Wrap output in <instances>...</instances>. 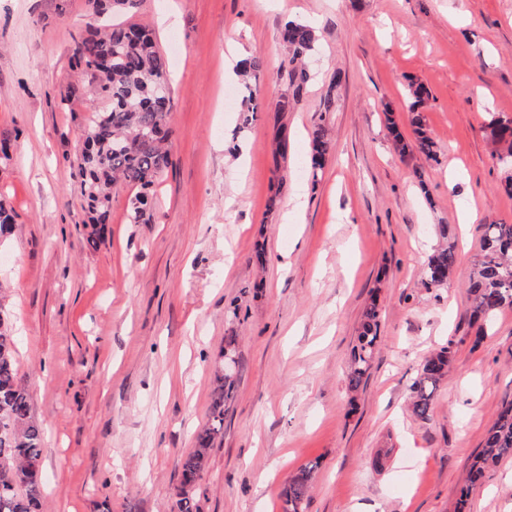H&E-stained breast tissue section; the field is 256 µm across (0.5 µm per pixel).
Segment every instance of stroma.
<instances>
[{
  "label": "stroma",
  "instance_id": "35a3bbf8",
  "mask_svg": "<svg viewBox=\"0 0 512 512\" xmlns=\"http://www.w3.org/2000/svg\"><path fill=\"white\" fill-rule=\"evenodd\" d=\"M90 17L88 0H0V197L15 216L0 316L44 431L40 512H179L178 461L208 422L229 336L238 387L189 492L199 512H282L309 463L307 512H457L512 399V309L479 342L467 319L482 227L512 224L487 130L512 117V0H140L120 20L149 25L167 62L172 164L151 223H131L135 190L120 182L103 226L74 162L88 98L70 48ZM289 21L318 39L299 93L283 69ZM248 56L262 66L244 79ZM414 82L430 91V158L412 145ZM252 93L265 110L245 125ZM319 129L330 152L314 180ZM441 224L457 265L427 288ZM373 301L379 345L353 391L349 354ZM448 344L415 418L410 386ZM466 512H512V459ZM453 358L452 345L442 347L439 351L426 357L421 363L418 377L410 386L412 393V413L426 419L431 409V400L436 385L448 373Z\"/></svg>",
  "mask_w": 512,
  "mask_h": 512
}]
</instances>
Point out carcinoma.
<instances>
[{"label":"carcinoma","mask_w":512,"mask_h":512,"mask_svg":"<svg viewBox=\"0 0 512 512\" xmlns=\"http://www.w3.org/2000/svg\"><path fill=\"white\" fill-rule=\"evenodd\" d=\"M93 16L114 11H131L139 0H89ZM283 40L288 76L300 91L311 80L305 59L315 50L313 29L289 21ZM72 65L90 78L87 122L79 129L76 161L82 178L90 219L105 224L109 219L112 182L122 178L137 188L130 198V220L144 224L149 218L150 189L170 166L165 142L171 135L167 126L170 102L167 65L147 27L115 24L104 30L87 26L86 35L75 40ZM428 95L426 88H409V110L414 113L416 147L426 157L433 156L434 142L428 135L418 107ZM493 156L502 164H512V118L495 117L489 124ZM327 142L317 135L311 145L310 174L316 181L322 169ZM444 244L427 260L424 278L429 288L442 287L456 263V252L448 243V227L440 228ZM469 322L478 326L481 339L486 328L503 310L512 309V224H486L482 234V254L470 277ZM378 311L366 310L359 345L354 350L348 384L357 390L364 382L377 347ZM453 358L448 345L426 357L418 377L410 386L412 413L425 419L431 409L436 385L448 373ZM237 391V379L215 372L208 422L197 436L196 448L180 460L183 479L180 512H192L187 488L205 471L209 450L224 434V412ZM43 431L35 421L30 398L19 376L15 341L0 318V512H37L42 497ZM512 457V401L504 404L486 433L484 446L473 459L468 483L461 489L463 506L474 486L488 469ZM317 465H306L293 473L281 492L284 512H304Z\"/></svg>","instance_id":"cac0c4a2"}]
</instances>
